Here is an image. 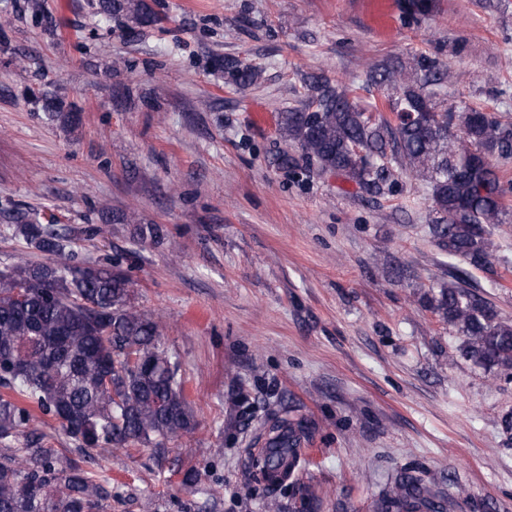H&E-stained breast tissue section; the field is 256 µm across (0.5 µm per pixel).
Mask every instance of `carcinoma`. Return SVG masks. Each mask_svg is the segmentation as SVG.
<instances>
[{"label":"carcinoma","mask_w":512,"mask_h":512,"mask_svg":"<svg viewBox=\"0 0 512 512\" xmlns=\"http://www.w3.org/2000/svg\"><path fill=\"white\" fill-rule=\"evenodd\" d=\"M107 19H125L137 36L156 23L146 0H98ZM224 73L239 85L261 72L237 59ZM437 65L426 57L408 68L370 64L368 81L392 90L389 111L397 121L375 118L345 87L319 79L311 104L280 113L283 140L306 163L378 194L392 188L393 166L427 182L439 220L430 225L450 260L480 268L496 248V226L508 215L505 189L492 160L512 159V121L481 107H443L427 86ZM50 118L78 120L57 98L31 90ZM18 230L50 262L24 257L0 270V512H103L112 487L59 448H46L28 404L45 416L74 419L66 434L88 459L93 451L168 444L196 426L184 394L179 362L164 349L163 326L133 304L130 280L117 266L77 263L67 232L50 224ZM464 269L428 298L430 309L461 337L462 357L485 370L512 373V322L471 289ZM256 466L275 492L304 461L306 425L283 419ZM288 512H318L311 488L294 484ZM381 512H446L445 498L419 474L406 472L380 503Z\"/></svg>","instance_id":"cac0c4a2"}]
</instances>
